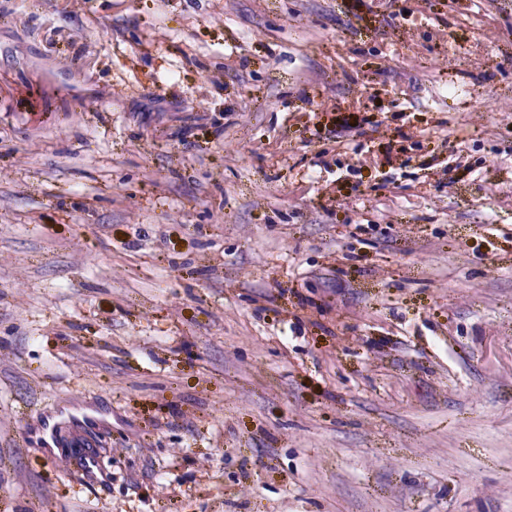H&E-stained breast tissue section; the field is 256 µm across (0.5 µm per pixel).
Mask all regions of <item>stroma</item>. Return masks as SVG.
<instances>
[{"mask_svg":"<svg viewBox=\"0 0 512 512\" xmlns=\"http://www.w3.org/2000/svg\"><path fill=\"white\" fill-rule=\"evenodd\" d=\"M0 512H512V0H0Z\"/></svg>","mask_w":512,"mask_h":512,"instance_id":"obj_1","label":"stroma"}]
</instances>
